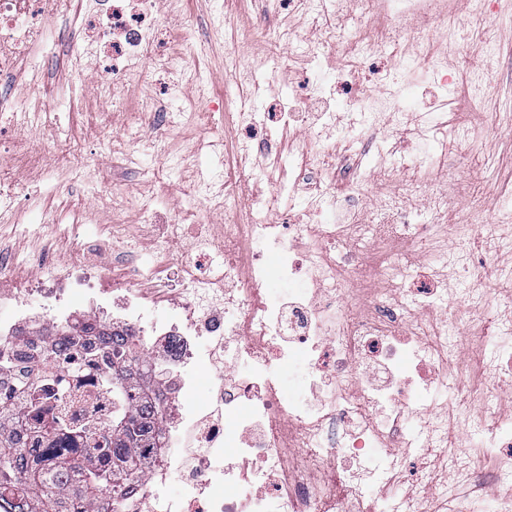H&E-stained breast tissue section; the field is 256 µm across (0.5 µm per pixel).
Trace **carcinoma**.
I'll return each instance as SVG.
<instances>
[{
	"mask_svg": "<svg viewBox=\"0 0 512 512\" xmlns=\"http://www.w3.org/2000/svg\"><path fill=\"white\" fill-rule=\"evenodd\" d=\"M157 365L140 353L133 344L117 333L112 338V397L119 408L112 414V426L85 435L83 453L112 459V466H80L61 462L44 466L30 458L21 445L17 431L9 423L20 422L21 412H8L0 405V496H16L24 512H73L62 497L60 488L71 485L80 499H112V512L121 506L128 488L146 476L148 449L157 447L154 437L160 408L149 397L147 373H157ZM33 386L16 381V392L27 398L31 416L25 426L48 434L66 427L58 414H44L42 404L31 394Z\"/></svg>",
	"mask_w": 512,
	"mask_h": 512,
	"instance_id": "carcinoma-1",
	"label": "carcinoma"
}]
</instances>
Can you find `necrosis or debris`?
<instances>
[{"instance_id": "4bbe7bcc", "label": "necrosis or debris", "mask_w": 512, "mask_h": 512, "mask_svg": "<svg viewBox=\"0 0 512 512\" xmlns=\"http://www.w3.org/2000/svg\"><path fill=\"white\" fill-rule=\"evenodd\" d=\"M158 0H0V75L38 44L58 37L56 20L78 14L67 51L78 73L101 74L96 93L122 121L112 158L132 170L138 157L162 160L172 186L223 216L221 239L190 224L183 210L158 216L143 205L154 262L138 264L139 244L119 224L58 258L44 242L31 263L0 248V348L22 354L29 377L62 380L67 399L46 404L77 425L112 421L111 369L92 354L111 331L134 336L165 372L156 388L163 415L158 460L127 496L125 512H512V300L496 282L512 248V189H501L488 223L464 225L446 250L432 246L452 208L441 181L489 136L449 112L459 91L479 100L496 74L499 20L475 0L457 16L449 0H351L354 24L338 0H253L264 55L251 36L214 11L207 44L226 41L224 82L249 107L209 121L211 97L193 96L208 78L172 46L188 30L162 29ZM299 6L309 32L272 18ZM477 27L485 68L469 79L448 72L437 53ZM303 59L305 91L282 84L284 58ZM436 87L439 101L410 110V76ZM163 85L165 99L129 103L126 86ZM344 155L330 157L321 129L335 126ZM50 110L0 95V224L14 223L18 173L49 163L80 172L69 137L45 146L36 134ZM195 132L199 147L230 154V169L184 184L187 154L173 132ZM260 155L263 166L249 162ZM277 173V192L298 201L304 224L277 220L257 182ZM405 241L421 259L412 276L395 256L368 259ZM483 255L474 259L475 241ZM181 253H174V246ZM296 283L291 299L269 296L271 278ZM95 329L74 335L73 320ZM304 359L306 388L282 390L278 373ZM246 364L247 374L228 368ZM423 460L397 496L409 450ZM436 461H429V454ZM178 480L188 495L161 490Z\"/></svg>"}]
</instances>
